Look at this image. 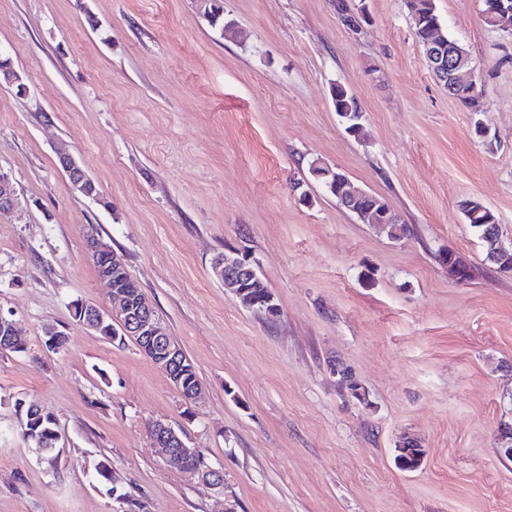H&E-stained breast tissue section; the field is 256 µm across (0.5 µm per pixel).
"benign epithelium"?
I'll return each mask as SVG.
<instances>
[{
	"label": "benign epithelium",
	"instance_id": "obj_1",
	"mask_svg": "<svg viewBox=\"0 0 512 512\" xmlns=\"http://www.w3.org/2000/svg\"><path fill=\"white\" fill-rule=\"evenodd\" d=\"M490 14L495 24H504L512 20V4L507 0H497ZM425 48L427 60L438 74L446 78L452 73L472 89L478 88V67L463 46L444 41L435 31ZM58 160L74 191L100 201L95 182L74 156L61 152ZM17 207L18 196L12 176L0 170V214L12 212ZM94 250L110 258L98 273L100 279L110 285L112 279L124 277L123 259L108 243L98 239ZM212 270L224 282V286L233 289L246 307L267 315L278 312L274 297L254 298L247 295L245 281L255 276L257 271L252 264L238 258L237 251L217 257ZM70 309L80 325L113 343L123 344L129 339L135 341L143 353L151 355L155 366L168 376L177 392L182 394L186 407L190 408L202 400L203 384L190 382V368L182 348L169 336L166 324L155 315L146 298L133 303L126 291L114 287L110 289L106 305L75 300L71 302ZM24 348L25 341L15 322L0 313V350L17 352ZM148 435L153 447L157 448L169 467L190 471L207 485L224 490L223 469L213 466L202 449L189 447L171 425L162 420H152L148 424Z\"/></svg>",
	"mask_w": 512,
	"mask_h": 512
}]
</instances>
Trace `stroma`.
<instances>
[{
	"instance_id": "obj_1",
	"label": "stroma",
	"mask_w": 512,
	"mask_h": 512,
	"mask_svg": "<svg viewBox=\"0 0 512 512\" xmlns=\"http://www.w3.org/2000/svg\"><path fill=\"white\" fill-rule=\"evenodd\" d=\"M337 1L224 0L222 35L198 0H0V52L26 86H0V167L20 201L0 215V313L27 338L0 351V512H512V275L460 209L483 202L512 246V26L487 25L481 0H435L480 70L474 109L433 76L407 0H345L352 27ZM61 148L110 208L71 189ZM316 157L409 234L388 238L307 181ZM92 230L196 366L200 404L134 343L73 319V300L107 298ZM231 249L279 317L215 277ZM448 250L473 279L449 275ZM49 327L64 350L46 349ZM22 402L55 416V460L23 437ZM152 419L205 449L223 490L170 469ZM406 435L424 449L414 471L396 459ZM333 104L336 113L347 123L346 129L354 134L361 131L360 122L362 115L356 99L346 89L337 86L333 90Z\"/></svg>"
}]
</instances>
